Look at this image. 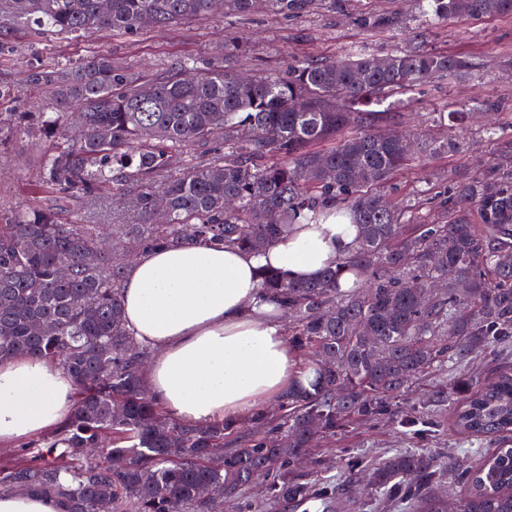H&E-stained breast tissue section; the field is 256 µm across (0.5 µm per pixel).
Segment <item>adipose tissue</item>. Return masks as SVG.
<instances>
[{
    "label": "adipose tissue",
    "mask_w": 512,
    "mask_h": 512,
    "mask_svg": "<svg viewBox=\"0 0 512 512\" xmlns=\"http://www.w3.org/2000/svg\"><path fill=\"white\" fill-rule=\"evenodd\" d=\"M356 225L297 224L259 253L188 239L144 253L122 284L127 328L155 352L146 382L179 419H235L308 376L288 344L276 300L260 299L259 267L293 280L348 254ZM74 387L64 367L32 356L0 362V446L62 425Z\"/></svg>",
    "instance_id": "adipose-tissue-1"
}]
</instances>
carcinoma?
I'll return each instance as SVG.
<instances>
[{
	"label": "carcinoma",
	"mask_w": 512,
	"mask_h": 512,
	"mask_svg": "<svg viewBox=\"0 0 512 512\" xmlns=\"http://www.w3.org/2000/svg\"><path fill=\"white\" fill-rule=\"evenodd\" d=\"M444 19L512 14V0H428ZM309 0H0V36L34 22L37 33L133 34L208 17L220 8L285 17ZM247 51L224 38V58L186 60L142 75L110 54L29 82L52 109L0 112V134L20 126L58 141L39 166L56 198L112 194L134 201L133 224H62L36 201L0 219V360L18 355L61 364L75 386L65 424L30 444L34 460L0 483L61 499L67 512H247L242 493L261 476L268 501L333 498L303 481L299 464L319 442L363 420L391 415L424 423L401 400L433 370L466 368L512 348V140L480 179L457 182L446 224H411L418 202L389 204L378 189L423 158L410 132L376 123L426 82L472 76L471 59L420 49L372 54L353 44L334 60L288 56L287 74L242 79L226 61ZM224 132V151L210 148ZM200 150L209 158L187 164ZM340 216L359 240L335 266L291 281L266 266L261 293L288 315L286 335L314 378L239 421L185 423L151 396L152 349L124 323L122 281L133 257L192 238L257 253L294 224ZM350 273L354 285L344 288ZM460 434L501 438L480 463L454 475L455 512H512V365L448 387ZM57 455L47 462L43 454ZM435 457L361 458L342 474L372 471L368 490L448 512ZM219 486L223 495H211Z\"/></svg>",
	"instance_id": "cac0c4a2"
}]
</instances>
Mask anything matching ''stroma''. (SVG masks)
Segmentation results:
<instances>
[{"instance_id":"1","label":"stroma","mask_w":512,"mask_h":512,"mask_svg":"<svg viewBox=\"0 0 512 512\" xmlns=\"http://www.w3.org/2000/svg\"><path fill=\"white\" fill-rule=\"evenodd\" d=\"M235 33L250 45L241 59L242 72L259 74L283 67L289 54L331 58L342 47L363 42L372 52L385 53L420 45L428 50L471 57L475 76L422 85L409 104L398 109L402 126L420 133L430 144L425 165L398 172L383 192L397 205L420 199L413 223L444 218L443 201L453 182L485 172L502 140L512 138V16L472 17L460 22L425 15L418 0H312L302 13L284 17L266 10L246 17L214 14L204 19L182 20L162 29L126 35L98 32L87 38L49 34L36 36L34 25L16 27L0 41V82L11 87L6 112H28L41 96L30 87L31 66L48 69L73 64L96 54H109L133 70L159 72L192 58L205 62L224 53V37ZM464 118L449 123L448 113ZM458 141L457 151L443 142ZM52 148L51 142L32 139L20 131L0 135V216L7 218L33 201L38 182L36 161ZM452 369L432 374L429 384L408 393L404 407L425 406L431 426L410 431L395 418L383 416L353 424L325 442L307 464L313 486L336 485L349 456L380 462L392 452L433 455L455 467L475 465L471 440L458 434L448 419V401L427 398L428 385L447 389L456 378ZM337 487V485H336ZM330 512H407L404 505L377 499L367 493L337 487Z\"/></svg>"}]
</instances>
